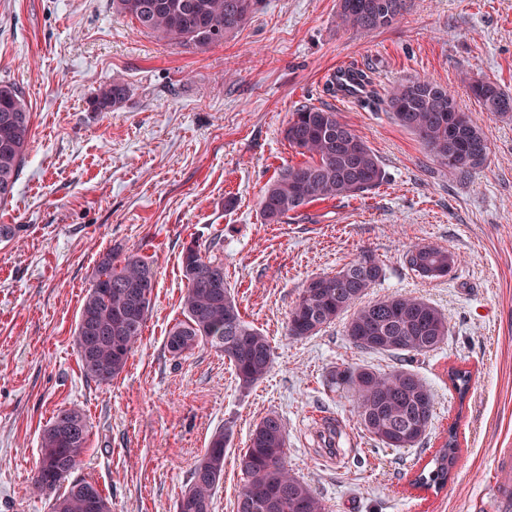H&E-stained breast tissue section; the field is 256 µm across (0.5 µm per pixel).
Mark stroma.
Returning <instances> with one entry per match:
<instances>
[{
  "instance_id": "35a3bbf8",
  "label": "stroma",
  "mask_w": 512,
  "mask_h": 512,
  "mask_svg": "<svg viewBox=\"0 0 512 512\" xmlns=\"http://www.w3.org/2000/svg\"><path fill=\"white\" fill-rule=\"evenodd\" d=\"M338 0H260L223 43L188 51L141 33L111 0H0V80L17 84L32 138L0 225V512H49L32 490L40 435L61 409L83 413L89 445L74 476L112 512H176L212 433L230 427L213 512H235L238 456L255 425L277 412L286 460L326 512H472L487 501L497 449L512 448V119L481 111L475 78L512 93V0H411L389 28L360 35L339 24ZM371 74L376 95L341 101L332 70ZM122 78L128 102L91 106ZM431 79L485 132L486 164L463 178L441 167L390 116L396 85ZM302 104L331 107L378 157L384 182L361 196L316 201L265 223L266 185L302 163L283 130ZM221 260L242 317L268 337L272 366L240 388L223 355L173 356L182 320L188 244ZM454 253L451 275L427 280L403 264L415 245ZM135 252L156 270L151 310L124 372L87 380L74 330L100 257ZM372 251L385 277L371 288L423 298L448 318L441 349L412 367L434 396L427 437L386 448L361 427L335 369L400 367L352 345L343 321L296 340L287 319L306 282ZM472 373L458 399L448 369ZM460 452L443 489L411 485L449 425ZM335 428L331 444L322 436Z\"/></svg>"
}]
</instances>
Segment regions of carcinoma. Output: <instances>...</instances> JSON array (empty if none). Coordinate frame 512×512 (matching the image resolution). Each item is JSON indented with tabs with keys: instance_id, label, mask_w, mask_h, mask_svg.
<instances>
[{
	"instance_id": "obj_1",
	"label": "carcinoma",
	"mask_w": 512,
	"mask_h": 512,
	"mask_svg": "<svg viewBox=\"0 0 512 512\" xmlns=\"http://www.w3.org/2000/svg\"><path fill=\"white\" fill-rule=\"evenodd\" d=\"M259 0H112V11L135 21L137 27L157 39L186 49L204 50L238 31L255 13ZM407 0H339L342 25L361 34L387 28L406 10ZM442 85L430 79L401 83L387 96V107L396 123L411 132L440 165L466 178L488 158L483 130L455 98L434 90ZM482 111L512 116V94L498 84L475 80L470 85ZM129 98L128 84L114 78L93 98L97 111L121 108ZM32 135V112L21 89L0 81V204L13 197L27 146ZM284 138L297 153L309 157L283 169L265 188L260 210L266 223L279 224L309 203L360 196L381 185L385 171L360 134L327 107L303 104L292 113ZM404 265L426 277L431 270L448 271L457 263L446 249L418 245L403 255ZM182 273L186 289L182 298L184 319L168 332L167 347L176 356L208 346L233 365L242 388L261 381L272 365L267 336L247 323L224 280V263L208 258L194 245L183 251ZM382 265L369 251L332 275L316 277L315 287H304L288 315V335L303 339L349 313L346 336L358 349L410 358L436 351L448 341V318L428 301L392 294L361 303L378 284ZM107 287H98L101 279ZM155 279L146 258L129 253L118 258L104 254L98 264L74 331L80 368L85 378L109 385L124 371L142 336L152 302L153 289L141 296L133 285ZM124 350L114 348L116 338ZM451 386L464 398L471 372L448 368ZM336 384L352 391L359 422L369 436L386 448H413L427 436L433 418L434 399L424 380L412 369L398 367L379 372L370 367L336 370ZM231 428L221 427L194 463L190 482L181 498L201 505L195 512H212L213 498L224 480V451ZM86 418L63 409L44 427L39 451L48 450L54 465L35 463L33 488L51 497V512H112L110 503L92 483L70 479L88 448ZM286 430L279 414L270 412L251 431L249 444L239 455L245 482L236 512H325L310 486L287 467ZM459 452L457 428L433 456V468L420 472L415 484L439 489L448 482Z\"/></svg>"
}]
</instances>
